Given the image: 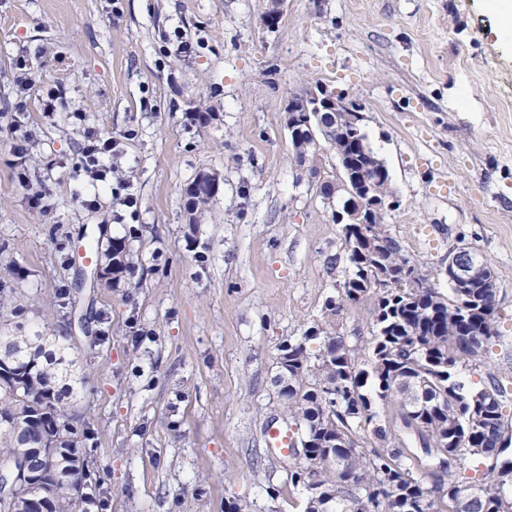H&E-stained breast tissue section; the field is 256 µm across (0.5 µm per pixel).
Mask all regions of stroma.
Returning <instances> with one entry per match:
<instances>
[{
  "label": "stroma",
  "mask_w": 512,
  "mask_h": 512,
  "mask_svg": "<svg viewBox=\"0 0 512 512\" xmlns=\"http://www.w3.org/2000/svg\"><path fill=\"white\" fill-rule=\"evenodd\" d=\"M269 6L0 0V282L17 290L19 324L66 337L85 377L72 408L89 423L102 512H304L264 439L283 420L280 350L318 351L305 338L317 325L361 348L374 334L364 309H325L348 251L284 124L319 83L362 104L391 177L383 221L430 284L447 292L461 246L492 268L495 334L457 374L498 381L512 421V37L488 0H285L272 30ZM56 84L49 119L40 98ZM15 130L26 157L10 150ZM90 131L120 141L137 213L107 185L98 208L77 202ZM202 171L219 191L193 223L186 190ZM128 234L130 273L80 279L90 243Z\"/></svg>",
  "instance_id": "obj_1"
}]
</instances>
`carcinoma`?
Wrapping results in <instances>:
<instances>
[{"label":"carcinoma","instance_id":"1","mask_svg":"<svg viewBox=\"0 0 512 512\" xmlns=\"http://www.w3.org/2000/svg\"><path fill=\"white\" fill-rule=\"evenodd\" d=\"M214 197L208 191L191 196L189 214L204 210ZM377 235L382 268L394 275L395 287L378 288L373 271L357 256L346 234L351 269L338 299L325 304L331 315L344 305L366 307L375 326L371 346L363 351L317 327L305 336L310 340L324 335L317 353H309L302 342L281 349L276 383L299 435L290 457L328 461L316 469L297 467L290 471L289 483L320 487L318 496H307L306 512H459V495L466 488L477 493L468 512H512V464L498 469L505 452L500 442L512 437V426L501 410V391L494 384L468 387L455 374L461 361L482 357L495 333V293L484 290L467 306L455 288L446 294L427 288L428 276L385 224H377ZM91 249L102 250L108 260V285L132 268L123 237L113 238L104 249L98 243ZM14 293L0 283L1 326L12 324L17 315ZM39 340L46 337L37 333L19 342L0 336V360L19 374L0 384V417L29 427L28 444L40 447L43 438L32 428L34 407L54 415L61 478L45 474L36 482L54 486L48 512H88L86 489L95 481L84 448L89 426L72 425L69 406L63 404L65 396L77 394L84 377L71 373L72 360L63 344L55 342L46 349L37 344ZM377 399L396 403L403 426L422 441L424 456L375 422ZM362 422L374 424L377 447L369 453L356 448V430ZM19 446V436L0 429V464L11 461ZM465 455L491 463L483 478L465 483L456 479L451 461ZM441 456L446 457L448 487L430 491L415 473Z\"/></svg>","mask_w":512,"mask_h":512}]
</instances>
